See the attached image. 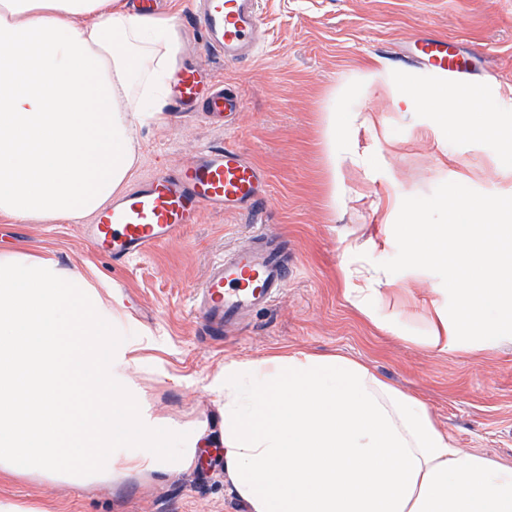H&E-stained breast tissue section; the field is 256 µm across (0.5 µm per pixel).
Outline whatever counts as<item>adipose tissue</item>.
Wrapping results in <instances>:
<instances>
[{"instance_id": "adipose-tissue-1", "label": "adipose tissue", "mask_w": 512, "mask_h": 512, "mask_svg": "<svg viewBox=\"0 0 512 512\" xmlns=\"http://www.w3.org/2000/svg\"><path fill=\"white\" fill-rule=\"evenodd\" d=\"M179 51L174 16L128 0H0V217L77 223L124 191L135 126L164 121ZM397 99L446 113L452 133L475 109L440 91ZM481 215L404 225L409 255L450 259L410 343H512V224ZM341 277L356 310L401 334L405 309L384 312L349 267ZM224 480L249 512H512V466L458 448L423 400L339 352L225 361Z\"/></svg>"}]
</instances>
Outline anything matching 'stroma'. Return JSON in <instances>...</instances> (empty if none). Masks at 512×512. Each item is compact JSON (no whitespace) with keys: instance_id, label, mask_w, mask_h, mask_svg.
I'll list each match as a JSON object with an SVG mask.
<instances>
[{"instance_id":"stroma-1","label":"stroma","mask_w":512,"mask_h":512,"mask_svg":"<svg viewBox=\"0 0 512 512\" xmlns=\"http://www.w3.org/2000/svg\"><path fill=\"white\" fill-rule=\"evenodd\" d=\"M262 10L263 47L235 65L212 57L179 13L180 64L222 78L238 114L226 132L174 111L138 126L134 179L175 169L206 146L239 147L268 175L265 228L287 247L292 275L269 309L214 336L193 296L211 262L249 243L244 214L203 211L172 241L120 265L96 252L80 225L1 219V256L51 260L62 277L84 273L100 313L136 351L137 362L117 370L141 412L196 441L191 466L89 485L0 473V512H248L224 484V363L277 350L367 362L424 400L458 447L512 465V346L433 354L385 335L345 299L338 275L343 265L368 271L391 304L405 289L407 328L420 331L422 301L444 272L408 255L400 225L442 224L461 204L495 208L512 197V0H263ZM426 33L447 41L465 81L410 60ZM409 86L451 95L469 87L477 109L449 134L444 114L398 102ZM326 112L338 123L332 180L321 149Z\"/></svg>"}]
</instances>
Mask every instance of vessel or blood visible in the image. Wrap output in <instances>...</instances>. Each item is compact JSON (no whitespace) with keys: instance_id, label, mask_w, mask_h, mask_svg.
Instances as JSON below:
<instances>
[{"instance_id":"b4317fda","label":"vessel or blood","mask_w":512,"mask_h":512,"mask_svg":"<svg viewBox=\"0 0 512 512\" xmlns=\"http://www.w3.org/2000/svg\"><path fill=\"white\" fill-rule=\"evenodd\" d=\"M192 18L209 52L224 62L257 54L263 37L261 0H195ZM417 57L443 74L460 71L443 42H421ZM172 93L176 111L200 112L211 121L232 118L239 108L238 99L225 93L222 84L204 81L200 71L189 65L176 71ZM263 182V171L240 149L209 146L175 171L153 175L137 189L114 198L86 225L85 234L99 253L125 263L197 223L201 211L259 214ZM288 269L263 230L254 233L250 245L213 262L197 291L198 310L210 330L223 334L267 309Z\"/></svg>"}]
</instances>
